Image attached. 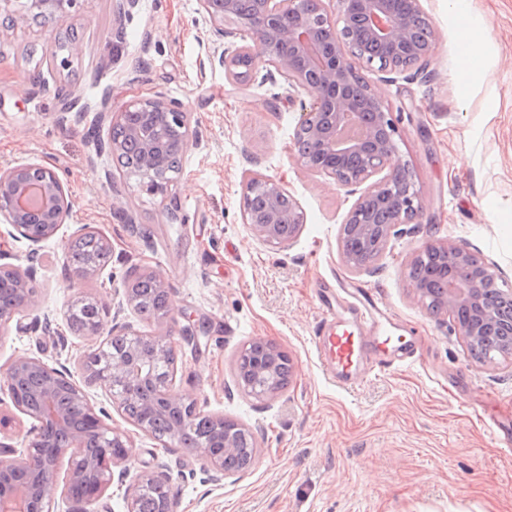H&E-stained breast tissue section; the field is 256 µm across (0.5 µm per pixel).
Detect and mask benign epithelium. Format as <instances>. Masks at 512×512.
Returning a JSON list of instances; mask_svg holds the SVG:
<instances>
[{"instance_id":"obj_1","label":"benign epithelium","mask_w":512,"mask_h":512,"mask_svg":"<svg viewBox=\"0 0 512 512\" xmlns=\"http://www.w3.org/2000/svg\"><path fill=\"white\" fill-rule=\"evenodd\" d=\"M333 1L338 4L336 10L330 8ZM76 2L0 0V11L9 13L16 4V23L29 17L64 21ZM407 4V9L397 11L392 0H256V6L247 10L243 0H199L215 35L224 36V22L229 21L262 47L257 54L247 45L224 49L219 62L228 77L242 79L238 60L245 56L250 69L261 67L270 75L276 73L288 88L309 97V107L303 109L293 136L304 166L342 187L364 186L342 228L353 226L360 235L374 237L373 246L363 258L339 237L342 260L353 272L373 266L395 227L418 222L423 212L414 179H402L410 168L399 157L396 121L358 69L361 63L371 71L403 73L429 60L436 45L434 29L427 31L421 43H413L414 28L426 15L420 0H407ZM98 119L108 125L109 136L93 139L95 154L122 160L127 149L135 147L138 174L146 191L168 196L179 163L193 143L190 112L184 103L157 93L136 96L114 107L107 96ZM384 170L383 178L374 179ZM243 198V223L264 241L285 245L298 236L305 214L282 182L256 175L245 181ZM73 209L72 194L52 168L22 161L0 165V219L10 226L5 233L0 231V237L26 242L29 258L56 236ZM85 236L81 227L61 239L63 267L71 288L96 277L112 261V242L100 235L104 261L74 262L70 248ZM431 255L442 261L451 276L443 289L441 313L451 317L458 308L467 307L475 312L477 322L492 323L501 316L500 306L512 303V289L497 286L490 264L467 245L453 242L429 243L412 260L409 277L419 303L426 304L428 299L415 265ZM0 277L8 278L14 289L13 303L0 306L2 329L15 316L37 310L39 300L34 267L0 263ZM119 295L122 299L114 317L127 310L147 315L137 302L133 283L121 293L114 292ZM85 303L87 298L78 293L65 312L67 323L92 343L80 366L82 380H76L68 367H51L35 356H15L0 366L11 403L35 421L25 451L0 448V512H55L60 499L92 505L112 485L114 469H120L116 478L125 479L133 457L131 438L106 424L105 410H95L85 391L89 384L103 387L112 406L120 410L145 390L153 391L163 407L181 412L160 439L163 447L188 449L210 467L217 481L242 472L244 467L235 462L238 426L225 425L224 417H211L218 431L215 442L191 440L193 420L200 409L196 401L173 389L177 356L170 337H146L128 325L105 329L102 313L108 306L99 298L92 300L95 317L88 326H78L73 317ZM111 338L128 341L127 352L114 354L107 346ZM243 361L256 384L254 394L272 398L281 391L268 364L260 359L246 361L240 355L235 366ZM65 458L68 469L61 481L58 465ZM150 485L167 486L166 475L157 470L140 472L124 490L125 512H139L142 492Z\"/></svg>"}]
</instances>
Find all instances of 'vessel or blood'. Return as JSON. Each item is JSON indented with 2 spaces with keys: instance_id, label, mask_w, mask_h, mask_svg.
Segmentation results:
<instances>
[{
  "instance_id": "b4317fda",
  "label": "vessel or blood",
  "mask_w": 512,
  "mask_h": 512,
  "mask_svg": "<svg viewBox=\"0 0 512 512\" xmlns=\"http://www.w3.org/2000/svg\"><path fill=\"white\" fill-rule=\"evenodd\" d=\"M364 298V306L350 307L344 315L324 317L315 331L317 352L325 374L345 388L359 383L362 369L372 354H379L391 363L408 356L405 348L390 347L378 337H367V329L379 323V308L372 291H365Z\"/></svg>"
}]
</instances>
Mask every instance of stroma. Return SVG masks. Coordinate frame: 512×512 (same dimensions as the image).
<instances>
[{
	"label": "stroma",
	"instance_id": "35a3bbf8",
	"mask_svg": "<svg viewBox=\"0 0 512 512\" xmlns=\"http://www.w3.org/2000/svg\"><path fill=\"white\" fill-rule=\"evenodd\" d=\"M422 7L437 35L427 64L388 81L368 78L397 121L399 155L415 171L424 215L399 225L360 273L338 249L354 195L307 170L293 146L301 95L259 72L227 80L212 60L217 38L198 0H138L122 18L119 0H77L68 20L0 33V165L53 168L76 200L64 232L83 225L113 246L104 272L72 287L59 238L43 243L36 317L64 324L74 292L107 300L135 269L163 272L173 320L128 312L121 322L171 335L175 390L257 441L250 469L215 482L194 454L163 448L111 409L109 426L133 441L130 475L163 464L174 512H512V362L473 358L448 316L414 300L408 278L427 243L451 240L496 264L512 288V0H472L467 15L450 12L448 0ZM117 20L120 41L112 37ZM70 28L82 52L65 68L58 44ZM470 31L489 41L485 63L471 68L461 56ZM35 72L40 83H28ZM157 92L188 107L198 137L167 198L91 147L92 135L108 133L94 122L102 97L117 105ZM459 154L463 167L450 168L449 156ZM251 173L282 181L304 211L289 245L268 244L243 223ZM349 288L377 294L412 355L343 389L324 378L313 336L319 290L343 303ZM33 319L0 332V366L29 354L79 369L84 338L70 332L57 344ZM258 338L296 366L273 399L247 395L235 376L238 351Z\"/></svg>",
	"mask_w": 512,
	"mask_h": 512
}]
</instances>
